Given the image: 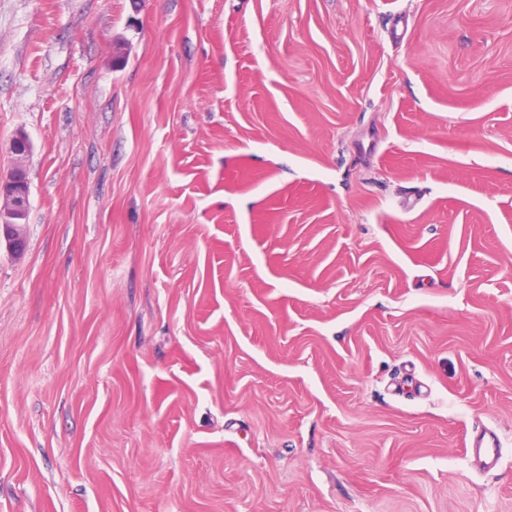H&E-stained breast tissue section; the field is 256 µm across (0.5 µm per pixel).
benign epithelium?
I'll use <instances>...</instances> for the list:
<instances>
[{"mask_svg":"<svg viewBox=\"0 0 512 512\" xmlns=\"http://www.w3.org/2000/svg\"><path fill=\"white\" fill-rule=\"evenodd\" d=\"M31 151V141L24 133L17 134L12 143L14 162L7 169H0V239L6 248L19 256L26 250L19 219L29 207L30 184L23 168V159Z\"/></svg>","mask_w":512,"mask_h":512,"instance_id":"1","label":"benign epithelium"}]
</instances>
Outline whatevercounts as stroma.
Segmentation results:
<instances>
[{
  "instance_id": "1",
  "label": "stroma",
  "mask_w": 512,
  "mask_h": 512,
  "mask_svg": "<svg viewBox=\"0 0 512 512\" xmlns=\"http://www.w3.org/2000/svg\"><path fill=\"white\" fill-rule=\"evenodd\" d=\"M21 132L0 512H512V0H0Z\"/></svg>"
}]
</instances>
